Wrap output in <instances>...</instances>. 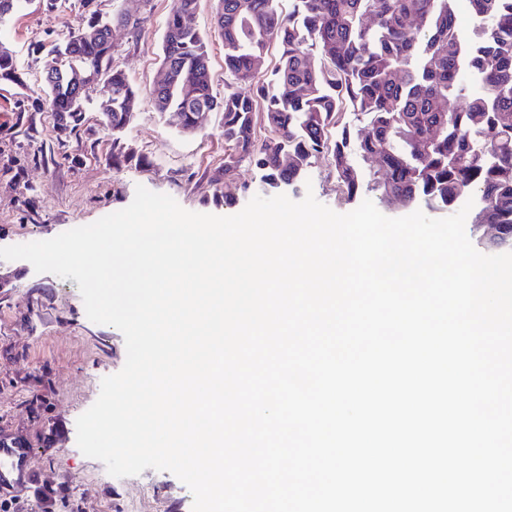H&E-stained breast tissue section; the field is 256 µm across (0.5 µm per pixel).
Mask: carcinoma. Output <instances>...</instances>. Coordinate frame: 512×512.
Instances as JSON below:
<instances>
[{"instance_id": "obj_1", "label": "carcinoma", "mask_w": 512, "mask_h": 512, "mask_svg": "<svg viewBox=\"0 0 512 512\" xmlns=\"http://www.w3.org/2000/svg\"><path fill=\"white\" fill-rule=\"evenodd\" d=\"M197 0H175L162 39L165 81L149 95L162 117H179L192 132L207 112L222 113L231 147L216 185L247 161L267 192L295 189L312 164L334 170L346 199L361 190L381 201L400 199L428 210H452L478 192L474 224L479 247L512 252V0H468L476 38L465 41L454 21L455 0H216V31L224 44V97L213 94L208 46L182 23ZM376 17L365 26L364 18ZM418 17L422 26L411 25ZM86 41L72 35L48 50L55 64L43 79L56 129L69 137L81 125L83 94L71 86L75 69L103 72L112 87L101 123L114 135L132 124L138 96L113 65L110 26ZM277 46L270 77L255 58ZM481 91L470 92V81ZM24 85L14 54L0 53V82ZM252 92L239 91L240 85ZM262 107L272 137L259 141L254 111ZM351 110L363 128L340 123ZM374 158L365 176L354 157Z\"/></svg>"}]
</instances>
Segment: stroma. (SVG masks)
Masks as SVG:
<instances>
[{"instance_id":"1","label":"stroma","mask_w":512,"mask_h":512,"mask_svg":"<svg viewBox=\"0 0 512 512\" xmlns=\"http://www.w3.org/2000/svg\"><path fill=\"white\" fill-rule=\"evenodd\" d=\"M173 0H94L91 9L66 0L44 10L26 0L8 26L0 28L26 77L24 87L0 82V247L42 241L122 210L137 186L170 195L183 208L219 216L239 213L262 194L260 172L241 162L233 178L214 185L209 172L224 162L228 148L222 115L210 113L206 126L180 132L151 108L149 91L161 77L160 53ZM112 24L114 63L139 93L140 107L122 140L139 163L113 168L114 143L98 124L101 99L83 100L84 121L76 136L58 138L55 117L43 105L39 82L52 44L88 25L90 12ZM138 17V27L119 23V13ZM214 0H197L191 26L208 40L213 92L224 93V46L214 29ZM306 193L338 213L356 209L336 190L326 162L313 164ZM126 360L122 333L91 322L78 284L35 272L24 260H0V437L25 443L27 465L44 481L36 487L16 481L0 496V512H192L193 496L174 474L145 469L124 478L86 457L76 443V420L96 401L103 377ZM37 411H30L31 401Z\"/></svg>"}]
</instances>
